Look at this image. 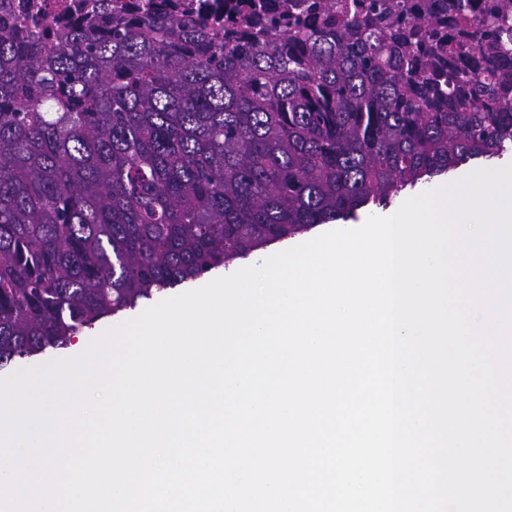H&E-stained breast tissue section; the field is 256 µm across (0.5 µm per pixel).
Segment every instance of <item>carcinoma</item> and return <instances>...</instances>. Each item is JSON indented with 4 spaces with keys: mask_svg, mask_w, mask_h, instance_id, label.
Returning a JSON list of instances; mask_svg holds the SVG:
<instances>
[{
    "mask_svg": "<svg viewBox=\"0 0 512 512\" xmlns=\"http://www.w3.org/2000/svg\"><path fill=\"white\" fill-rule=\"evenodd\" d=\"M512 148V0H0V368Z\"/></svg>",
    "mask_w": 512,
    "mask_h": 512,
    "instance_id": "1",
    "label": "carcinoma"
}]
</instances>
